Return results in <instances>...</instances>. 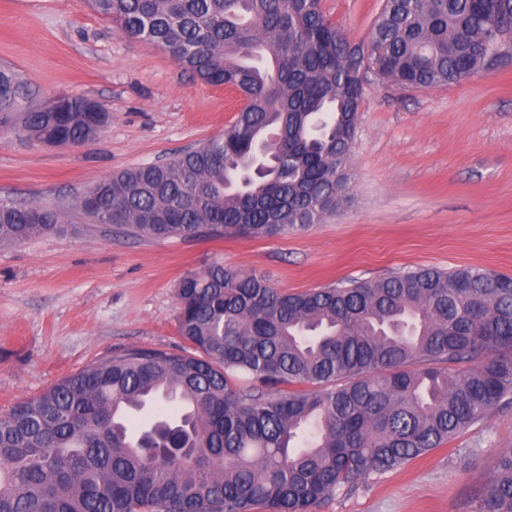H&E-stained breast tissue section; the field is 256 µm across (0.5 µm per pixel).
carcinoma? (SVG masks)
<instances>
[{
	"label": "carcinoma",
	"instance_id": "1",
	"mask_svg": "<svg viewBox=\"0 0 512 512\" xmlns=\"http://www.w3.org/2000/svg\"><path fill=\"white\" fill-rule=\"evenodd\" d=\"M89 3L245 104L224 133L101 179L72 207L140 236L267 237L347 200L361 47L320 0ZM373 37L397 85H451L512 65V0H385ZM25 96L0 69V124ZM109 119L60 95L24 113L22 130L81 145ZM62 215L0 200V245L59 232ZM176 296L191 350L128 348L0 415V512H313L512 401L505 275L419 268L290 293L216 263L186 273ZM167 392L180 414L132 429ZM482 502L512 512V449Z\"/></svg>",
	"mask_w": 512,
	"mask_h": 512
}]
</instances>
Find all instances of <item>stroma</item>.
I'll use <instances>...</instances> for the list:
<instances>
[{"label":"stroma","mask_w":512,"mask_h":512,"mask_svg":"<svg viewBox=\"0 0 512 512\" xmlns=\"http://www.w3.org/2000/svg\"><path fill=\"white\" fill-rule=\"evenodd\" d=\"M383 0H321L354 44H369ZM33 94L100 102L92 140L49 147L20 120L0 126V199L67 210L65 234L0 246V414L92 362L139 346L184 347L176 285L218 262L285 292L417 268L512 275V67L429 89L363 74L350 199L288 234L154 238L90 223L71 202L97 180L164 162L223 132L234 93L208 85L158 45L130 39L86 0H0V68ZM512 404L439 448L315 512H480Z\"/></svg>","instance_id":"1"}]
</instances>
